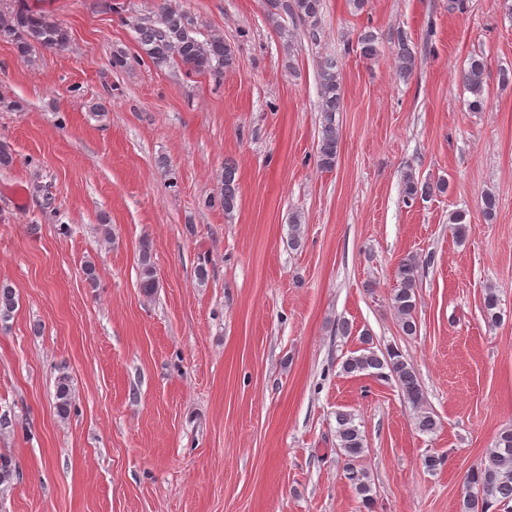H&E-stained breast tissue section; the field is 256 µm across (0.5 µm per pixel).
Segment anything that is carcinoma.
Listing matches in <instances>:
<instances>
[{"label":"carcinoma","instance_id":"1","mask_svg":"<svg viewBox=\"0 0 512 512\" xmlns=\"http://www.w3.org/2000/svg\"><path fill=\"white\" fill-rule=\"evenodd\" d=\"M268 16L274 17L284 12L310 27H316L322 9V0H267ZM136 32L138 56L146 58L156 69L182 66L187 72L208 74L215 78L235 65L232 47L219 33L204 39L196 36L194 19L182 8L169 0L147 13L138 16L133 22ZM0 40L12 42L23 58L41 47L63 51L69 44L67 30L48 14L34 13L25 6L0 14ZM359 55L367 60L379 56L378 36L371 30L359 34L357 39ZM394 62L400 78L407 80L417 67L416 52L409 45L406 36L399 34L394 41ZM487 64L484 58L472 56L461 71V81L470 95L469 106L474 111L482 109L486 102ZM319 108L322 114L320 138L317 146V162L323 169L335 166L341 139L339 121L336 114L343 110L342 80L338 61L327 58L318 69ZM447 184L436 185L420 182L413 172L403 176V194L406 201H414L421 196L436 191L443 193ZM239 187L236 182L234 162H224V173L220 180L219 199L224 212L231 213L237 207ZM451 229L456 238L463 240L471 230L466 222V214L457 212L450 218ZM419 259L409 255L400 260L395 270V285L391 293V304L401 332L414 336L418 331L416 317V288ZM158 280L151 260L149 245H143L141 255L140 288L146 295L157 288ZM500 299L498 290L489 287L484 297V315L495 323L499 319ZM16 307L15 292L8 284H0V320L10 318ZM363 344L360 353L347 358L343 371L347 374L367 373L391 378L399 386L402 395L415 412L416 428L422 433H433L438 427L435 415L425 406L424 390L415 371L404 356L396 349L377 352L373 348L372 337L364 332L359 337ZM57 411L60 417L70 415L72 408L70 377L62 374L56 381ZM336 448L347 461V480L354 486L363 505L370 509L373 504L372 488L367 474L357 468L365 455L367 442L355 415L348 411L336 412ZM461 512H512V426L501 429L495 436L491 448L487 449L480 461L470 467L464 477Z\"/></svg>","mask_w":512,"mask_h":512}]
</instances>
